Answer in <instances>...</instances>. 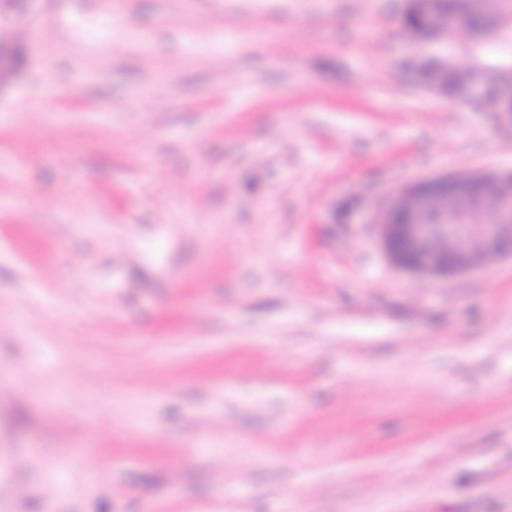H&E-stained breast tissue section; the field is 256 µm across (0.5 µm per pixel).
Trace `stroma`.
<instances>
[{
	"instance_id": "1",
	"label": "stroma",
	"mask_w": 512,
	"mask_h": 512,
	"mask_svg": "<svg viewBox=\"0 0 512 512\" xmlns=\"http://www.w3.org/2000/svg\"><path fill=\"white\" fill-rule=\"evenodd\" d=\"M404 0H0V512H512V259L393 268L406 181L512 116ZM418 58L421 64L418 72L424 84L438 95L453 99V81L448 78V72L454 71L456 67L438 56L420 55ZM493 84L498 83L488 82L485 70L465 71L464 78L457 86L456 98L468 100L477 92V97L484 99Z\"/></svg>"
}]
</instances>
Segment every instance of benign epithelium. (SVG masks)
I'll return each mask as SVG.
<instances>
[{"mask_svg": "<svg viewBox=\"0 0 512 512\" xmlns=\"http://www.w3.org/2000/svg\"><path fill=\"white\" fill-rule=\"evenodd\" d=\"M446 0H408L426 23L422 37L432 43L452 36L460 14H445ZM424 84L448 96V73L455 67L432 55L419 56ZM492 83L484 70H469L459 82L456 97L486 98ZM472 186V208L456 211L442 203L448 182ZM490 212L494 221L473 223L474 216ZM386 213H402L400 224L379 222L381 247L397 270L432 280H446L503 258L512 259V172L441 173L406 183L393 193Z\"/></svg>", "mask_w": 512, "mask_h": 512, "instance_id": "obj_1", "label": "benign epithelium"}]
</instances>
